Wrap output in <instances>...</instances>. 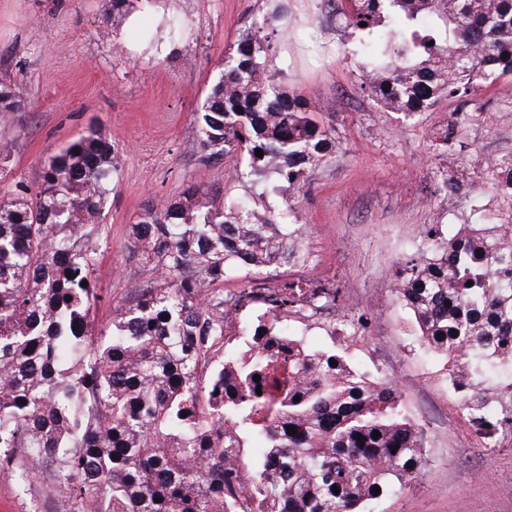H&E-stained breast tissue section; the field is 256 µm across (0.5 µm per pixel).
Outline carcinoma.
<instances>
[{"label":"carcinoma","mask_w":512,"mask_h":512,"mask_svg":"<svg viewBox=\"0 0 512 512\" xmlns=\"http://www.w3.org/2000/svg\"><path fill=\"white\" fill-rule=\"evenodd\" d=\"M269 2L196 112L193 148L278 193L333 162L336 137L265 67L269 20L288 31L286 0ZM328 2L361 35L368 95L407 118L512 75V0ZM25 109L0 82V112ZM117 171L112 140L91 129L49 156L36 187L0 200V471L19 458L51 468L67 488L59 512H366L419 481L427 432L397 388L358 370L336 331L311 349L289 326L319 283H281L272 309L224 331L232 293L220 285L241 276L237 298L256 290L252 276L302 253L300 224L259 223L188 185L130 226L146 284L110 333L94 332L92 237ZM484 239L494 253L478 254ZM418 252L397 298L494 448L512 434V283L496 276L512 266V226L426 224Z\"/></svg>","instance_id":"carcinoma-1"}]
</instances>
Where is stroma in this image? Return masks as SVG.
Segmentation results:
<instances>
[{
  "instance_id": "obj_1",
  "label": "stroma",
  "mask_w": 512,
  "mask_h": 512,
  "mask_svg": "<svg viewBox=\"0 0 512 512\" xmlns=\"http://www.w3.org/2000/svg\"><path fill=\"white\" fill-rule=\"evenodd\" d=\"M180 32L165 54L131 55L108 36L111 0H0V80L14 83L29 109L0 118V150L9 159L0 198L16 183L36 186L43 162L68 140L96 128L118 150L119 180L99 219L95 329L132 300L142 279L128 260L129 230L140 214L202 182L226 201L248 202L257 218L292 208L316 255L318 271L344 295L358 293L357 313L370 327L354 352L362 371L386 374L408 414L428 435L422 478L372 503V512H512V437L479 452L460 398L442 367L420 345L407 309L384 288L416 253L426 224H472L474 208L499 204L473 183L442 186L435 172L476 169L479 157L512 154V76L484 83L469 103L441 98L404 120L376 105L361 84L344 21L326 0H288L312 36L269 35V65L287 91L304 92L309 109L335 129L338 154L301 191L273 195L263 185L235 182L228 162L205 161L191 149L195 113L219 80L225 54L269 9L268 0H172ZM469 125L439 148L453 114ZM451 130V129H450ZM66 489L41 469L0 474V512H56Z\"/></svg>"
}]
</instances>
